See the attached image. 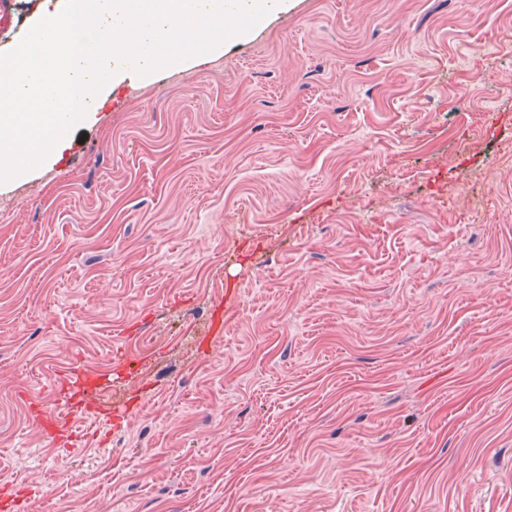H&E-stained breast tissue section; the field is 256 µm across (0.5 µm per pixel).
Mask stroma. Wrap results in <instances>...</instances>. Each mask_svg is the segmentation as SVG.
Here are the masks:
<instances>
[{"mask_svg": "<svg viewBox=\"0 0 512 512\" xmlns=\"http://www.w3.org/2000/svg\"><path fill=\"white\" fill-rule=\"evenodd\" d=\"M63 0H0V54ZM65 370L78 441L47 437ZM13 512H512V0H291L0 183Z\"/></svg>", "mask_w": 512, "mask_h": 512, "instance_id": "1", "label": "stroma"}]
</instances>
